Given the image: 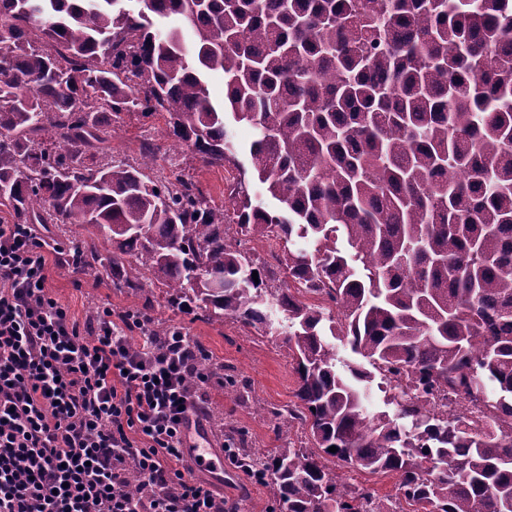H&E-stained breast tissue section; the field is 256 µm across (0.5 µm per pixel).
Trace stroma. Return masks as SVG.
Returning a JSON list of instances; mask_svg holds the SVG:
<instances>
[{"mask_svg": "<svg viewBox=\"0 0 512 512\" xmlns=\"http://www.w3.org/2000/svg\"><path fill=\"white\" fill-rule=\"evenodd\" d=\"M164 127L165 120L159 115L152 118L135 113L124 115L112 134L113 159L138 163L142 146L150 145L157 165H176L213 204L227 205L229 186L238 175L234 166L206 165L168 138L163 132ZM41 231L54 237L64 248L57 258L58 266L52 273L49 289L66 305L73 321L87 324L105 307L115 311H145L153 322L182 327L200 342L205 352L203 371L210 377L202 393L215 412L214 417L203 422L210 447H222L224 435L219 427L223 424L243 431L255 448H277L287 440L297 446L306 445L307 429L295 427L289 438H281L268 414L269 408L293 402L297 375L287 349L267 330L245 328L230 319L209 323L173 308L148 307L151 288H144L134 296L126 289L116 287L111 278L93 281L72 263L69 244L83 237L82 229L71 226L62 234L55 225L45 224ZM229 377L243 382L244 390L238 393L225 390V380ZM211 483L226 500L235 503L237 512H270L273 506L272 492L267 485L255 483L232 466H225L223 478H212Z\"/></svg>", "mask_w": 512, "mask_h": 512, "instance_id": "obj_1", "label": "stroma"}]
</instances>
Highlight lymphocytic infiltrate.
<instances>
[{"mask_svg": "<svg viewBox=\"0 0 512 512\" xmlns=\"http://www.w3.org/2000/svg\"><path fill=\"white\" fill-rule=\"evenodd\" d=\"M61 250L0 224V512H234L186 463L188 334L108 308L79 326L47 288ZM134 473L147 496L127 494Z\"/></svg>", "mask_w": 512, "mask_h": 512, "instance_id": "obj_1", "label": "lymphocytic infiltrate"}]
</instances>
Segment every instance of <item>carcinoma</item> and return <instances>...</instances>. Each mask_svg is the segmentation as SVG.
<instances>
[{"label":"carcinoma","instance_id":"cac0c4a2","mask_svg":"<svg viewBox=\"0 0 512 512\" xmlns=\"http://www.w3.org/2000/svg\"><path fill=\"white\" fill-rule=\"evenodd\" d=\"M120 2L0 0L8 223L81 227L87 275L203 320L258 329L275 301L298 381L270 414L312 447L227 443L280 512H512V0ZM206 69L255 131L248 168ZM130 112L237 167L233 212L180 172L152 179L147 145L138 165L94 162ZM254 178L281 209L253 204ZM251 238L277 242V268ZM279 270L316 302L269 287ZM327 334L365 363L338 369ZM374 370L410 425L365 408ZM333 459L396 475V494ZM336 472L348 483L367 487L378 495L384 496L395 493L396 478L392 475L385 477L371 476L366 473L357 472L336 462Z\"/></svg>","mask_w":512,"mask_h":512}]
</instances>
